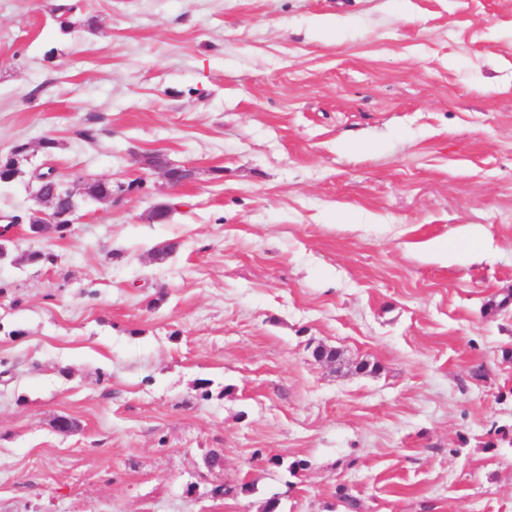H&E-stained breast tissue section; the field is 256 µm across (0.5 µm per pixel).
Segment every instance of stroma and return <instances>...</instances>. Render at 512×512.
Here are the masks:
<instances>
[{"label":"stroma","mask_w":512,"mask_h":512,"mask_svg":"<svg viewBox=\"0 0 512 512\" xmlns=\"http://www.w3.org/2000/svg\"><path fill=\"white\" fill-rule=\"evenodd\" d=\"M54 3L0 0V215L113 197L0 261V512H512V0ZM48 188L52 190V195H46ZM57 191L60 192L59 204L54 198ZM76 195L77 192L74 189L67 187L60 180L40 184L34 199L38 205L45 206L47 210L37 213L42 218L39 224H29L31 235L37 238L54 237L56 224L60 223V220L66 215L63 207H66L68 212L76 211L74 201Z\"/></svg>","instance_id":"1"}]
</instances>
